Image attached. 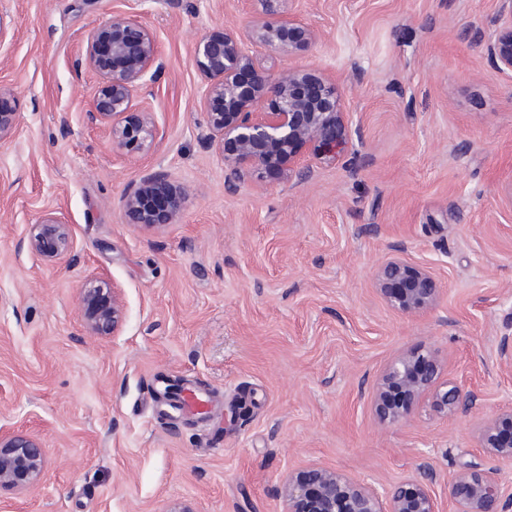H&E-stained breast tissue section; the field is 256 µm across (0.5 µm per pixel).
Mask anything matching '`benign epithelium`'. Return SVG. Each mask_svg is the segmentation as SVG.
<instances>
[{
  "instance_id": "7a95c632",
  "label": "benign epithelium",
  "mask_w": 512,
  "mask_h": 512,
  "mask_svg": "<svg viewBox=\"0 0 512 512\" xmlns=\"http://www.w3.org/2000/svg\"><path fill=\"white\" fill-rule=\"evenodd\" d=\"M262 15L244 28H230L201 37L194 59L205 89L204 145L224 162V188L236 192L268 171L288 180H306L314 166L355 164L350 113L338 92L336 76L310 69L263 65L250 50L259 43L272 54L291 56L320 40L317 29L298 18L285 0H262ZM478 39L496 66L512 76V0H499L498 26ZM84 60L99 75L89 119L108 130L112 144L135 155L150 151L160 138L155 112L137 105L133 92L155 82L162 69L154 32L147 25L114 13L86 37ZM18 125L15 112L0 109V139ZM188 191L172 175L141 176L121 196L126 223L162 228L176 223ZM70 226L53 212L30 226L27 247L48 262L70 256ZM377 293L394 310L414 315L433 308L440 288L428 267L409 262L402 250L388 256L375 274ZM80 316L93 336H116L126 320L121 294L109 280L91 278L81 288ZM427 401L445 417L472 409L479 394L458 381L443 379V366L429 350L409 349L381 372L371 402L387 425L410 421ZM478 445L495 461L512 464V410L486 420ZM46 453L33 435L0 427V485L38 483ZM433 475L409 478L380 492L335 469L310 464L290 475L282 494L288 512H441L431 488ZM453 512H512V488L498 469L463 462L448 484Z\"/></svg>"
}]
</instances>
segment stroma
I'll use <instances>...</instances> for the list:
<instances>
[{
  "label": "stroma",
  "instance_id": "1",
  "mask_svg": "<svg viewBox=\"0 0 512 512\" xmlns=\"http://www.w3.org/2000/svg\"><path fill=\"white\" fill-rule=\"evenodd\" d=\"M321 40L266 66L338 77L359 139L355 168L297 183L268 173L236 193L201 142L196 41L239 27L261 0H0V96L19 115L0 140V426L35 435L40 482L0 487V512H287L281 488L311 463L375 488L436 474L447 498L463 461L488 464L482 422L512 410V77L477 34L498 0H287ZM121 12L155 33L163 68L135 91L164 136L130 157L92 124L87 30ZM166 171L189 196L176 223L127 224L125 189ZM52 211L70 259L24 243ZM429 267L438 304L414 317L375 290L395 247ZM122 290L115 336L86 332L82 283ZM433 351L478 392L447 419L421 404L382 424L380 370ZM207 388L220 411L151 419L156 379Z\"/></svg>",
  "mask_w": 512,
  "mask_h": 512
}]
</instances>
